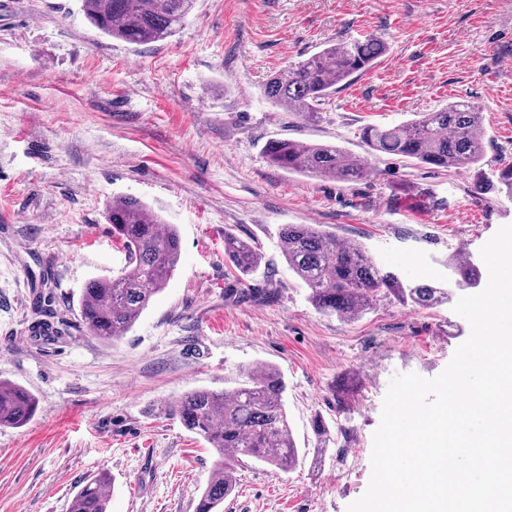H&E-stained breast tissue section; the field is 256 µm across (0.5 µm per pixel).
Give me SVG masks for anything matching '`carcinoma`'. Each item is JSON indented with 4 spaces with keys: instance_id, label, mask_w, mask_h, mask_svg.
Segmentation results:
<instances>
[{
    "instance_id": "cac0c4a2",
    "label": "carcinoma",
    "mask_w": 512,
    "mask_h": 512,
    "mask_svg": "<svg viewBox=\"0 0 512 512\" xmlns=\"http://www.w3.org/2000/svg\"><path fill=\"white\" fill-rule=\"evenodd\" d=\"M194 0H82L90 23L102 33L133 45L173 36L183 25ZM386 52L376 37L330 43L318 53L287 68L265 85L274 104L302 120L348 83L370 69ZM368 149L419 164L449 170L471 169L483 158L485 131L481 113L465 100L452 102L405 124L371 125L362 129ZM265 154L275 166L312 177L353 181L365 176L364 162L353 160L336 145L273 139ZM512 201V166L498 171L496 181L478 186ZM106 217L112 236L122 245L126 264L110 278H92L82 288L81 325L104 342L125 336L147 309L152 297L174 275L181 240L173 224L166 223L139 198H112ZM280 252L288 268L308 289V299L320 313L356 319L377 302L393 298L402 304L432 307L448 299V289L426 283L405 284L382 270L360 243H342L316 224H283L278 232ZM224 258L243 282L260 267L263 257L249 239L224 233ZM460 290L475 288L479 269L470 262L452 263ZM286 383L278 369L260 365L243 374L238 386L222 392L195 389L170 407V414L189 431L203 437L216 452L209 482L196 512H220L224 499L237 484V468L254 459L281 470L299 458L288 422ZM38 401L20 385L0 380V427L18 428L34 417ZM318 449L333 442L321 417L312 420ZM111 477L101 472L75 493L69 512H108Z\"/></svg>"
}]
</instances>
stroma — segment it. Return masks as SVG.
<instances>
[{
    "instance_id": "obj_1",
    "label": "stroma",
    "mask_w": 512,
    "mask_h": 512,
    "mask_svg": "<svg viewBox=\"0 0 512 512\" xmlns=\"http://www.w3.org/2000/svg\"><path fill=\"white\" fill-rule=\"evenodd\" d=\"M367 36L385 56L313 119L266 97L273 74ZM462 98L486 133L475 169L372 154L360 137ZM278 138L337 145L368 172L337 182L278 168L264 153ZM510 163L512 0H195L175 36L140 46L99 32L82 0H0V378L39 403L26 426L0 427V512H68L101 471L109 512H195L214 451L168 408L257 364L286 381L300 460L246 461L223 512H346L368 487L390 380L439 375L470 326L449 302L386 299L352 321L317 312L278 228L320 225L403 282L451 289V262L480 263L512 224V204L476 187ZM118 195L175 225L181 256L135 326L105 343L79 302L86 281L124 264L104 217ZM228 231L256 242L247 285L270 298L236 294ZM38 295L64 319L47 346L25 334ZM317 415L337 437L315 474Z\"/></svg>"
}]
</instances>
